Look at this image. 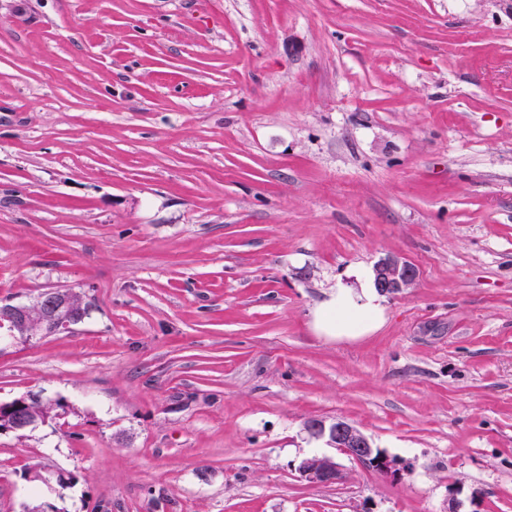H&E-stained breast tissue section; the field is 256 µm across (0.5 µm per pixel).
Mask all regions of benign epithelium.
Wrapping results in <instances>:
<instances>
[{"mask_svg": "<svg viewBox=\"0 0 512 512\" xmlns=\"http://www.w3.org/2000/svg\"><path fill=\"white\" fill-rule=\"evenodd\" d=\"M374 286L382 295H396L411 287L417 279L415 268L398 257H388L373 267ZM83 302L68 289H56L42 293L32 304H9L0 307V329H7L14 337L39 335L43 324L51 321L55 331L64 332L82 320ZM33 399L28 394L11 402H0V432L24 433L32 430L46 418L27 410ZM305 429L314 438H324L328 445L338 448L351 459L369 464L379 472L396 477L399 469L359 429L344 420L330 423L311 420ZM301 477L310 483H329L340 477L336 462L327 456H314L303 460L299 467Z\"/></svg>", "mask_w": 512, "mask_h": 512, "instance_id": "obj_1", "label": "benign epithelium"}]
</instances>
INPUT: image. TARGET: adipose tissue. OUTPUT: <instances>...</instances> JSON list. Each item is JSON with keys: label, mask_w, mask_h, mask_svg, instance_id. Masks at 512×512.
Listing matches in <instances>:
<instances>
[{"label": "adipose tissue", "mask_w": 512, "mask_h": 512, "mask_svg": "<svg viewBox=\"0 0 512 512\" xmlns=\"http://www.w3.org/2000/svg\"><path fill=\"white\" fill-rule=\"evenodd\" d=\"M382 298L373 288L354 292L337 289L314 315L318 332L337 340L355 339L379 328L383 322Z\"/></svg>", "instance_id": "obj_1"}]
</instances>
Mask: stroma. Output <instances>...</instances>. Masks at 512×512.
<instances>
[{"label": "stroma", "mask_w": 512, "mask_h": 512, "mask_svg": "<svg viewBox=\"0 0 512 512\" xmlns=\"http://www.w3.org/2000/svg\"><path fill=\"white\" fill-rule=\"evenodd\" d=\"M389 256L383 324L316 332ZM56 288L0 512H512V0H0V303ZM305 429L313 438H325L328 445L339 448L351 459L369 464L383 474L399 476L395 464L374 448L363 432L346 421L336 419L327 423L325 420H311L305 424ZM301 477L310 483H329L340 477L336 462L327 456H314L304 459L299 467Z\"/></svg>", "instance_id": "obj_1"}]
</instances>
